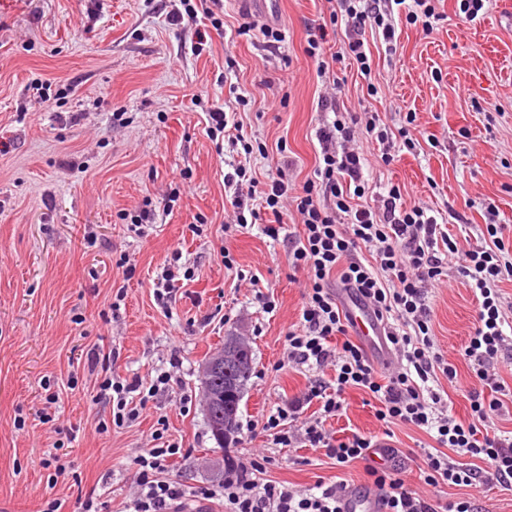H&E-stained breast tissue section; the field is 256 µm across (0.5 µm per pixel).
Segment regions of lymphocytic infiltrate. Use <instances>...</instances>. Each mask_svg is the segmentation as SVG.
<instances>
[{
    "label": "lymphocytic infiltrate",
    "mask_w": 512,
    "mask_h": 512,
    "mask_svg": "<svg viewBox=\"0 0 512 512\" xmlns=\"http://www.w3.org/2000/svg\"><path fill=\"white\" fill-rule=\"evenodd\" d=\"M347 18L344 51L360 73H368L370 54L363 33L367 25L381 29L384 40L395 35L392 14L406 9L409 21L439 20L435 0H336ZM319 163L313 178L296 186L286 167L258 183L250 167L241 164L224 176L231 189L232 223L243 227L269 212L273 223L265 231L278 239L284 229L283 208L294 203L300 231L290 241L289 260L305 270L308 293L300 322L286 336L289 363L316 371L306 390L288 405L266 416L262 429L271 445L294 448L304 445L324 453L337 466L360 462L374 487L381 492L385 512H474L469 499L444 500V486L472 487L478 484L512 489V431L486 432L493 418L511 410L506 387L495 365L499 356L512 352V318L501 300L499 284L512 276L506 262L507 248L497 225L486 227L488 241L479 248H463L427 208L406 205L398 186L378 194L375 204L365 203L363 170L365 157L360 140L390 148L394 133L382 126L378 114L365 113L359 127L335 119L324 122L316 133ZM473 289L478 312L463 358L478 379L470 390L468 421L457 420L439 389V379L456 380L458 370L435 343L428 290L438 285L449 267ZM340 286L357 299L366 300L387 327L386 338L395 361L378 368L362 346L347 337L348 325L333 286ZM343 342L332 345L333 337ZM170 367L158 370L150 382L123 379L111 374L95 381L98 403L108 408L99 421V433H110L133 423L148 402L173 390L181 365L171 355ZM332 370L324 381L320 374ZM354 388L373 401L375 416L384 436L393 427L413 425L425 430L436 450H424L418 467L420 488H413L405 471L378 464L373 458L374 436L353 434L337 439L325 427L327 418L343 408L344 393ZM318 403L319 413L304 416L303 409ZM169 424L158 417L152 433L154 444L134 451L130 464L136 470L135 488L128 512H186L195 502H209L224 512H339L336 497L344 481L317 483L301 491L266 478L269 456L251 454L241 467L223 480L191 487L167 478L170 462L185 453L168 437ZM474 463H456V456Z\"/></svg>",
    "instance_id": "f902f5d3"
}]
</instances>
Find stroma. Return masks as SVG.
I'll return each mask as SVG.
<instances>
[{
    "mask_svg": "<svg viewBox=\"0 0 512 512\" xmlns=\"http://www.w3.org/2000/svg\"><path fill=\"white\" fill-rule=\"evenodd\" d=\"M166 3L0 0V512H43L55 499L62 512H82L92 492L106 494L108 512H123L135 479L129 458L162 414L187 449L168 475L186 485L214 480L223 457L241 463L264 449L270 476L296 488L339 478L366 488L361 463L339 470L312 449L267 446L265 416L314 377L282 362L305 275L288 261L287 238H269L259 223L225 230L224 176L239 157L208 137L211 107L228 106L245 133L266 144V155L250 160L257 180L288 160L301 185L318 165L323 81L336 80L342 120L375 112L417 143L388 163L381 147L365 144L371 192L400 186L407 205L442 216L465 246L483 245L489 224L512 240V0H487L472 21L457 0H438L441 18L428 35L397 17L396 52L368 34L367 77L343 60L318 75L306 47L328 14L325 0H280L284 40L276 48L260 22L240 33L235 0H223L220 31L202 16L171 22ZM199 41L203 51L192 53ZM41 79L52 86L39 95ZM279 80L288 88L284 103L266 87ZM237 93L246 104L234 103ZM409 112L415 122H406ZM145 205L154 219L140 235L122 214ZM176 250L191 278L166 314L153 299L154 279ZM251 277L258 291L248 288ZM120 288L125 306L115 317L109 303ZM264 293L273 312L263 308ZM430 305L435 341L458 368L456 383L440 385L464 420L467 394L479 385L462 357L477 300L452 269ZM228 336L249 337L254 365L239 431L221 450L206 425L199 376ZM94 346L116 351L111 372L145 382L178 355L182 384L132 425L98 433L105 412L86 364ZM48 381L59 386L52 406ZM184 395L189 404H180ZM18 417L24 428L15 427ZM326 425L341 440L382 433L357 389L346 391Z\"/></svg>",
    "mask_w": 512,
    "mask_h": 512,
    "instance_id": "35a3bbf8",
    "label": "stroma"
}]
</instances>
